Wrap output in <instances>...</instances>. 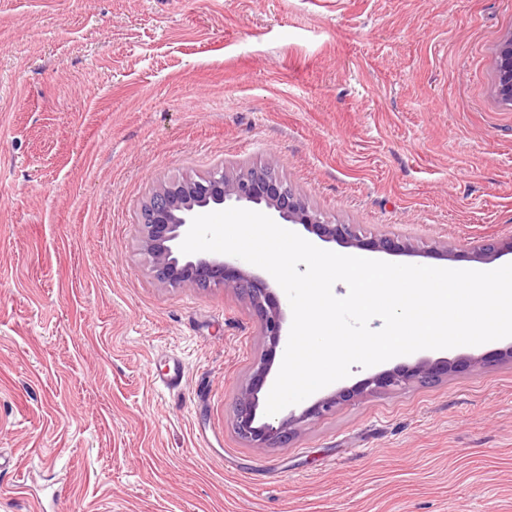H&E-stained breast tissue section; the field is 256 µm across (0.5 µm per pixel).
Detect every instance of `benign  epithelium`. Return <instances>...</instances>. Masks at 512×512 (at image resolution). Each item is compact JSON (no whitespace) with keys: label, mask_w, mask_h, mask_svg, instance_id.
Listing matches in <instances>:
<instances>
[{"label":"benign epithelium","mask_w":512,"mask_h":512,"mask_svg":"<svg viewBox=\"0 0 512 512\" xmlns=\"http://www.w3.org/2000/svg\"><path fill=\"white\" fill-rule=\"evenodd\" d=\"M496 93L502 99L512 98V34L504 39L498 51ZM226 203L263 206L286 223L302 225L324 242H340L357 249L396 255L420 253L422 249L386 235L365 238L354 224H332L324 220L271 170L251 168L230 174L219 166L193 182L168 183L154 191L141 211L138 224L141 228L140 247L148 257L155 279L172 288H232L246 295L257 313L259 332L267 341V349L254 364L249 384L237 398L234 417L237 434L252 447L266 448L284 440L298 423L321 417L336 405L367 392L398 390L415 382H432L459 368H479L485 362L483 357L420 358L412 365L377 374L352 389L320 398L298 416L291 412L276 422L257 423L258 393L267 382L277 350L283 349L288 342L283 305L266 279L246 270L235 259L203 253L188 258L179 251L192 219ZM505 254H512V237L483 244L471 251L440 252L445 259L476 262Z\"/></svg>","instance_id":"obj_1"}]
</instances>
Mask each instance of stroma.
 Returning <instances> with one entry per match:
<instances>
[{"instance_id": "1", "label": "stroma", "mask_w": 512, "mask_h": 512, "mask_svg": "<svg viewBox=\"0 0 512 512\" xmlns=\"http://www.w3.org/2000/svg\"><path fill=\"white\" fill-rule=\"evenodd\" d=\"M511 33L512 0H0V512H512L504 340L254 448L248 299L160 283L137 225L221 165L367 238L512 237ZM496 93L506 104L512 105V34L504 39L498 51Z\"/></svg>"}]
</instances>
